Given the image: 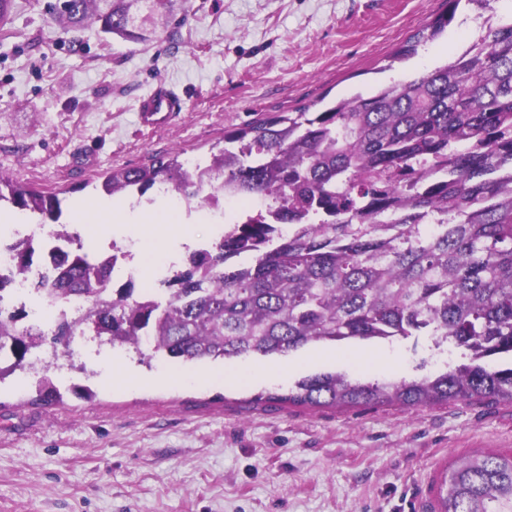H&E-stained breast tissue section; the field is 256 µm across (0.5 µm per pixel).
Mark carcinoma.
<instances>
[{
    "label": "carcinoma",
    "instance_id": "1",
    "mask_svg": "<svg viewBox=\"0 0 512 512\" xmlns=\"http://www.w3.org/2000/svg\"><path fill=\"white\" fill-rule=\"evenodd\" d=\"M493 0H446V10L396 51L405 58L439 38L459 13L481 19ZM131 0H49L71 27L93 18L128 40ZM162 155L113 170L103 190L143 197L169 183L186 197L220 190L267 202L233 219L215 246L192 252L163 281L165 298L112 287V259L91 260L76 232L60 234L45 296L78 294L85 310L58 335L91 332L114 347L188 362L282 355L312 344L392 343L428 336L465 361L411 382H351L320 373L295 383L297 405L404 408L494 398L512 403V14L478 26L451 63L321 112L303 108L224 132V147L196 162L198 176ZM0 202L38 224H57L64 199L0 174ZM288 225L280 233L277 225ZM16 267L36 247L15 246ZM21 313L0 310V381L43 346ZM445 512H512V453L459 458Z\"/></svg>",
    "mask_w": 512,
    "mask_h": 512
}]
</instances>
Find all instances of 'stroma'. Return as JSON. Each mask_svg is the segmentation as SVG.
<instances>
[{"label": "stroma", "instance_id": "35a3bbf8", "mask_svg": "<svg viewBox=\"0 0 512 512\" xmlns=\"http://www.w3.org/2000/svg\"><path fill=\"white\" fill-rule=\"evenodd\" d=\"M0 25V173L68 205L104 198L115 168L144 167L174 151L204 157L226 130L450 61L474 31L458 17L405 63L393 53L441 13L444 0H176L125 41L85 24L53 22L46 0H14ZM184 109L164 128L138 129V104L158 84ZM214 244L224 223L203 210L85 243L89 257L116 244L146 257L156 240ZM400 360L375 375L370 347L309 345L251 355L258 367L292 364L287 378L222 380L239 359L144 364L129 347L74 337L72 363L24 369L0 382V512H427L435 468L459 457L512 451V403L451 401L403 409L282 402L294 383L323 372L411 381L446 370L460 350L430 337L395 341ZM146 377L129 386L125 371ZM195 376L192 384L178 382ZM60 397L37 399L41 379ZM264 403H257L258 395Z\"/></svg>", "mask_w": 512, "mask_h": 512}]
</instances>
